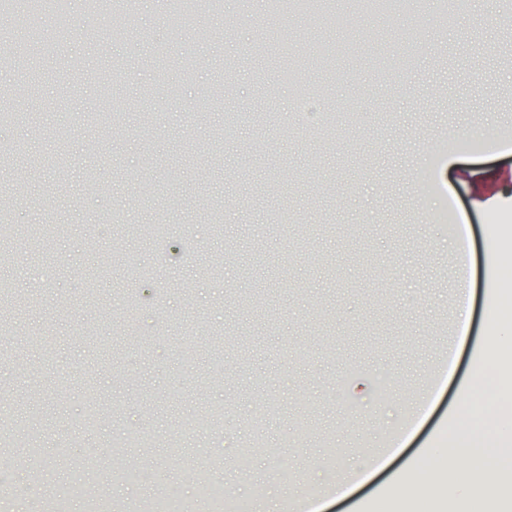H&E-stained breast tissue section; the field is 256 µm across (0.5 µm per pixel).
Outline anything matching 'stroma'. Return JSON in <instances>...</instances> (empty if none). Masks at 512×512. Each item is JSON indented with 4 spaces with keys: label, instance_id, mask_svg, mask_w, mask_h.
Wrapping results in <instances>:
<instances>
[{
    "label": "stroma",
    "instance_id": "stroma-1",
    "mask_svg": "<svg viewBox=\"0 0 512 512\" xmlns=\"http://www.w3.org/2000/svg\"><path fill=\"white\" fill-rule=\"evenodd\" d=\"M512 0H440L378 16L334 0L306 17L335 48L309 77V114L267 53L296 16L264 0L201 7L173 28L160 0H71L67 33L46 47L12 35L6 54L45 66L38 84L0 64V157L36 151L10 172L26 200L0 191L17 233L0 237V455L16 490L0 512H32L22 487L117 477L131 434L149 481L122 480L112 512H153L157 485L178 476L186 512L198 497L189 458L212 462L224 505L294 512H374L409 479L432 512H453L450 475L429 456L459 458L483 491L476 512H512V419L483 340L497 312L500 256L512 240V149L476 130L512 133V67L500 64ZM129 26L132 41L108 38ZM448 126L467 134L441 138ZM65 177L70 201L50 186ZM223 212L207 224L204 199ZM470 232L474 316L445 383L455 321L456 250L449 219ZM103 234H95L97 225ZM432 409L384 467L375 461L419 398ZM211 417L207 436L191 422Z\"/></svg>",
    "mask_w": 512,
    "mask_h": 512
}]
</instances>
